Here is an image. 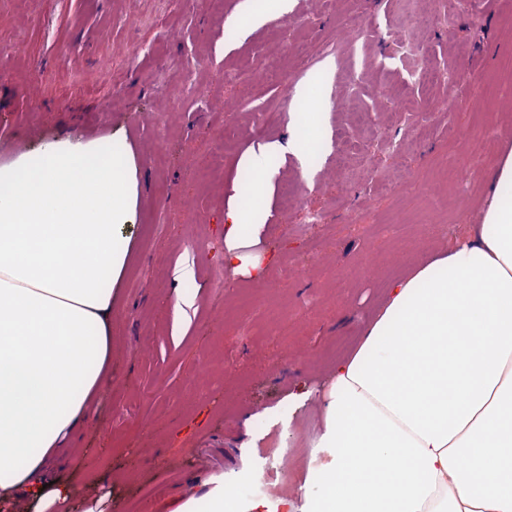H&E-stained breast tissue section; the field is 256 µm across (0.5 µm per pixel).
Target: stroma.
I'll return each mask as SVG.
<instances>
[{"instance_id":"stroma-1","label":"stroma","mask_w":512,"mask_h":512,"mask_svg":"<svg viewBox=\"0 0 512 512\" xmlns=\"http://www.w3.org/2000/svg\"><path fill=\"white\" fill-rule=\"evenodd\" d=\"M244 4L0 0V165L108 141L136 180L112 381L56 467L112 512H172L215 476L239 503L301 485L327 460L312 445L322 383L388 283L482 223L493 194L512 198L496 180L512 153V0H291L257 24ZM271 142L285 152L241 165ZM233 206L260 214L264 271L219 288ZM179 292L192 306L175 308ZM298 347L314 359L285 360ZM280 446L291 477L261 487Z\"/></svg>"}]
</instances>
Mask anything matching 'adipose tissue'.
<instances>
[{
    "instance_id": "obj_1",
    "label": "adipose tissue",
    "mask_w": 512,
    "mask_h": 512,
    "mask_svg": "<svg viewBox=\"0 0 512 512\" xmlns=\"http://www.w3.org/2000/svg\"><path fill=\"white\" fill-rule=\"evenodd\" d=\"M64 139L6 166L0 190V506L63 512L52 479L112 378V291L130 188ZM262 227L230 209L224 264L261 272ZM308 483L239 512H512V200L485 228L392 281L337 360Z\"/></svg>"
}]
</instances>
